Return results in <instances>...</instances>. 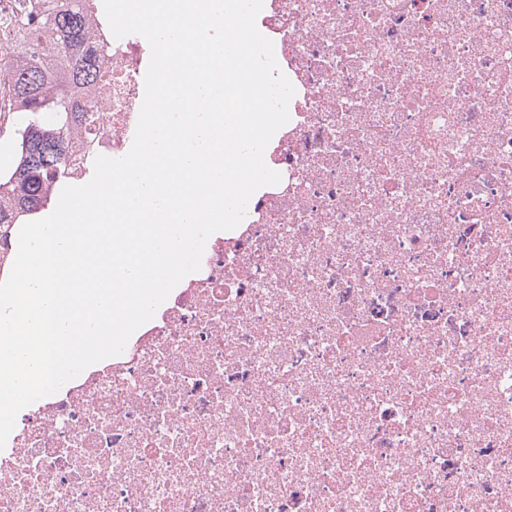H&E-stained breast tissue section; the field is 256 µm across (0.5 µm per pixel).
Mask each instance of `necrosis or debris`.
Here are the masks:
<instances>
[{"label": "necrosis or debris", "instance_id": "necrosis-or-debris-1", "mask_svg": "<svg viewBox=\"0 0 512 512\" xmlns=\"http://www.w3.org/2000/svg\"><path fill=\"white\" fill-rule=\"evenodd\" d=\"M281 176L21 415L0 512H512V0H265ZM150 46L85 106L130 150Z\"/></svg>", "mask_w": 512, "mask_h": 512}]
</instances>
